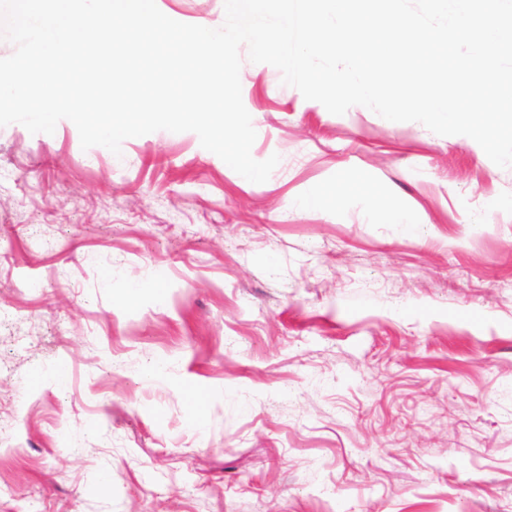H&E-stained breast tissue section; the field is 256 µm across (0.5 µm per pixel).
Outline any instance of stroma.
Returning <instances> with one entry per match:
<instances>
[{
  "label": "stroma",
  "instance_id": "1",
  "mask_svg": "<svg viewBox=\"0 0 512 512\" xmlns=\"http://www.w3.org/2000/svg\"><path fill=\"white\" fill-rule=\"evenodd\" d=\"M240 81L261 184L192 132L0 126V512H512V167Z\"/></svg>",
  "mask_w": 512,
  "mask_h": 512
}]
</instances>
